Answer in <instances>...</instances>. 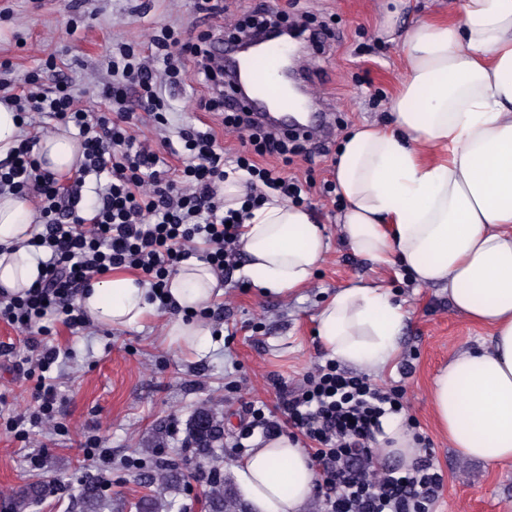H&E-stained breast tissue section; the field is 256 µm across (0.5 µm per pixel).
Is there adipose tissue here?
<instances>
[{
    "label": "adipose tissue",
    "instance_id": "adipose-tissue-1",
    "mask_svg": "<svg viewBox=\"0 0 512 512\" xmlns=\"http://www.w3.org/2000/svg\"><path fill=\"white\" fill-rule=\"evenodd\" d=\"M406 78L391 102L393 128L361 125L336 163L346 244L357 256L397 262L419 285L447 287L452 307L488 327L492 345L451 358L430 396L439 429L460 455L512 462V0H463L458 19L431 16L402 37ZM42 168L64 174L81 157L66 133L42 140ZM29 201L0 194V286L28 289L41 267L26 242ZM243 276L266 294L304 287L328 241L304 207L273 199L253 210L240 239ZM168 294L189 312L222 291L212 269L185 263ZM94 322L124 327L151 311L150 290L124 272L84 288ZM402 306L373 284L339 290L318 314L331 356L378 374L398 355ZM252 512H303L316 473L279 436L233 466Z\"/></svg>",
    "mask_w": 512,
    "mask_h": 512
}]
</instances>
